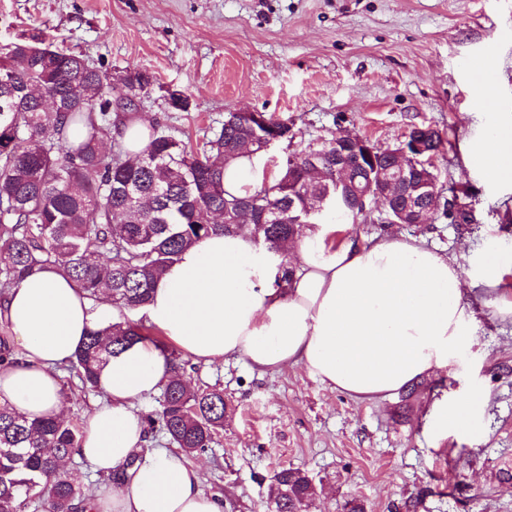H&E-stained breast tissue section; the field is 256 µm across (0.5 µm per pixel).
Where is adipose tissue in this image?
Listing matches in <instances>:
<instances>
[{
    "instance_id": "ef3b65f1",
    "label": "adipose tissue",
    "mask_w": 512,
    "mask_h": 512,
    "mask_svg": "<svg viewBox=\"0 0 512 512\" xmlns=\"http://www.w3.org/2000/svg\"><path fill=\"white\" fill-rule=\"evenodd\" d=\"M491 183L512 182V122L467 144ZM333 224L303 228L280 257L242 235H210L184 250L143 307L195 362L245 357L264 371L299 366L331 390L360 401L389 398L413 381L448 369L476 341L475 312L459 265L420 239H358L327 244ZM21 356L0 366V403L28 420L63 413L57 368L95 324L116 320L110 303L92 304L47 268L28 276L0 304ZM171 376L166 357L136 342L98 372L101 403L86 421L79 453L118 482L100 489L90 512H226L202 488L183 454L151 447L137 404ZM481 393L432 410L441 431L471 426Z\"/></svg>"
}]
</instances>
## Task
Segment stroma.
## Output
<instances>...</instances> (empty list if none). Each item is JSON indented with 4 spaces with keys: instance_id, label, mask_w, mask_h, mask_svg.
Instances as JSON below:
<instances>
[{
    "instance_id": "1",
    "label": "stroma",
    "mask_w": 512,
    "mask_h": 512,
    "mask_svg": "<svg viewBox=\"0 0 512 512\" xmlns=\"http://www.w3.org/2000/svg\"><path fill=\"white\" fill-rule=\"evenodd\" d=\"M45 39L110 76L149 74L140 116L201 146L227 113L263 111L295 137L264 155L275 173L288 155L347 130L386 147L415 126L446 140L439 183H469L479 221L351 224L360 239L423 237L476 274L486 252L512 288V184H489L463 159L467 143L512 118V0H0V47ZM481 64L494 101H478L469 68ZM189 98L171 108L169 91ZM477 344L409 398L358 402L300 367L261 372L242 357L189 363L192 387L224 392V428L200 466L206 492L232 512H266L284 468L305 471L316 495L305 512H512V317L472 291ZM63 417L84 426L98 398L59 373ZM483 393L466 431L435 433L433 403Z\"/></svg>"
}]
</instances>
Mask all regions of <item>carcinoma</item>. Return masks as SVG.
I'll use <instances>...</instances> for the list:
<instances>
[{
  "label": "carcinoma",
  "mask_w": 512,
  "mask_h": 512,
  "mask_svg": "<svg viewBox=\"0 0 512 512\" xmlns=\"http://www.w3.org/2000/svg\"><path fill=\"white\" fill-rule=\"evenodd\" d=\"M12 44L0 68V296L28 275L56 268L88 299L107 295L120 318L88 332L64 369L83 387L98 390L97 372L127 345L149 339L148 328L125 312L143 307L158 276L183 249L215 233L249 235L267 251L303 228L293 223L291 203L330 194L336 220L360 212L356 198L336 191L306 167L311 146L297 152L300 166L284 167L270 180L239 195L224 189V151L242 154L253 135L252 119L222 124L194 151L176 136L150 126L149 141L134 160L122 144L106 155L113 139L109 77L79 55L47 46L49 59ZM37 84L60 96L65 110L42 112L25 93ZM345 164L357 184L369 172L354 157ZM172 366L159 409L144 416L147 434L163 431L186 456L204 452L224 428V392L192 389L186 363L156 341ZM81 431L60 418L30 422L0 405V512H76L85 499L80 481L60 473L76 453ZM315 491L300 469L284 468L269 487L274 512H298Z\"/></svg>",
  "instance_id": "obj_1"
}]
</instances>
